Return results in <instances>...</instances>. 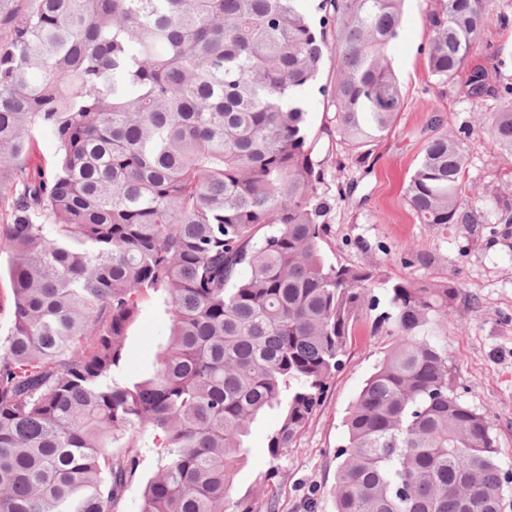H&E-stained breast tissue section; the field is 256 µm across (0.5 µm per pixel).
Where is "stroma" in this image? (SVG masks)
Returning a JSON list of instances; mask_svg holds the SVG:
<instances>
[{
	"label": "stroma",
	"instance_id": "obj_1",
	"mask_svg": "<svg viewBox=\"0 0 512 512\" xmlns=\"http://www.w3.org/2000/svg\"><path fill=\"white\" fill-rule=\"evenodd\" d=\"M429 0H405L400 38L391 64L401 81L404 107L392 130L374 146L368 170L324 164L317 195L327 202L323 243L329 261L376 266L382 277L414 281H451L462 294L448 316V350L453 383L469 405L489 415L498 460L509 479L502 512H512V250L494 242L488 224L449 225L434 231L417 223L403 199L426 136L428 108L447 111L450 126L474 122L478 113L497 109L494 100L476 104L455 91L439 93L424 66L422 49L430 34L425 23ZM335 78L325 59L317 86L307 91L308 122L327 150L331 113L319 88ZM468 177L477 189L504 188L512 156L498 152L491 138L477 132L467 141ZM346 196H339V188ZM416 255L417 263L403 259ZM165 333L163 309L144 304L127 339L128 365L139 373L151 368ZM389 344L388 337L359 329L347 348L345 364L328 382L322 402L307 427L279 460L268 440L276 423L268 414L255 420L246 438L248 461L236 476L232 499H249L255 512H335L331 489L336 454L344 443V417Z\"/></svg>",
	"mask_w": 512,
	"mask_h": 512
}]
</instances>
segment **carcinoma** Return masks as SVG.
I'll use <instances>...</instances> for the list:
<instances>
[{"mask_svg":"<svg viewBox=\"0 0 512 512\" xmlns=\"http://www.w3.org/2000/svg\"><path fill=\"white\" fill-rule=\"evenodd\" d=\"M0 0V512H120L141 449L158 470L140 512H224L245 439L273 411L278 459L320 405L363 312L391 344L351 404L335 512H501L489 416L451 382V282H390L332 263L320 87L345 163L364 167L403 106L389 55L404 0ZM494 0H430L428 77L497 111L429 136L404 187L421 224H512V195L468 205L465 141L512 155V53L485 45ZM51 166L32 165L35 133ZM382 291V297L374 294ZM167 316L152 372L128 371L144 302ZM335 67L329 54L325 57L324 66L320 77L315 85L307 90V98L309 104L308 122L310 130L314 135H321L319 142L320 158H324L328 146L329 139L325 133H322L323 129L331 126L332 112H325L323 108V97L319 93V87L325 84H329L335 78ZM12 327L10 280L6 273L0 277V336H6Z\"/></svg>","mask_w":512,"mask_h":512,"instance_id":"obj_1","label":"carcinoma"}]
</instances>
